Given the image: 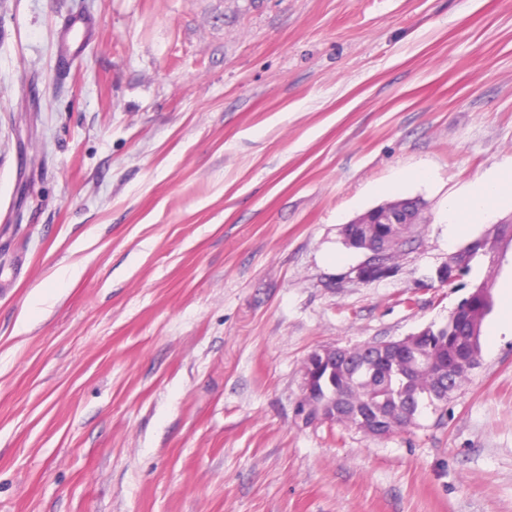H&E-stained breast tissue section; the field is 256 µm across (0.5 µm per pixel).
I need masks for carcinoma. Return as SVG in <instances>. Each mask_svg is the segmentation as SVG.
<instances>
[{
    "label": "carcinoma",
    "mask_w": 512,
    "mask_h": 512,
    "mask_svg": "<svg viewBox=\"0 0 512 512\" xmlns=\"http://www.w3.org/2000/svg\"><path fill=\"white\" fill-rule=\"evenodd\" d=\"M464 252L487 259L491 269L499 264V255L485 250L480 237L464 246ZM491 308L490 301L464 299L445 325L412 336L406 344L383 349L368 343L347 350V356L336 358L334 385L326 373L318 374L319 407L305 420L320 419V409L334 405L335 423L362 427L374 436L415 425L423 397L441 386L453 392L478 364L482 325Z\"/></svg>",
    "instance_id": "obj_1"
}]
</instances>
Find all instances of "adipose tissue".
I'll return each instance as SVG.
<instances>
[{
    "instance_id": "obj_1",
    "label": "adipose tissue",
    "mask_w": 512,
    "mask_h": 512,
    "mask_svg": "<svg viewBox=\"0 0 512 512\" xmlns=\"http://www.w3.org/2000/svg\"><path fill=\"white\" fill-rule=\"evenodd\" d=\"M512 209V165L481 177L466 193L448 201V226L452 233L466 232L483 214Z\"/></svg>"
}]
</instances>
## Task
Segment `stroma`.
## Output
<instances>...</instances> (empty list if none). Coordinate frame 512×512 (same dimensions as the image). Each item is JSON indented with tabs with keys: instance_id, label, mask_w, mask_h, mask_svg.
I'll use <instances>...</instances> for the list:
<instances>
[{
	"instance_id": "stroma-1",
	"label": "stroma",
	"mask_w": 512,
	"mask_h": 512,
	"mask_svg": "<svg viewBox=\"0 0 512 512\" xmlns=\"http://www.w3.org/2000/svg\"><path fill=\"white\" fill-rule=\"evenodd\" d=\"M511 160L512 0H0V512H512L497 312L416 427L299 413L313 350L447 322L502 219L447 200ZM402 198L357 279L343 226ZM421 211L420 207L412 205L408 200H396L366 212L352 224L344 225L342 233L345 232L351 238H363L367 234L369 230L368 225L363 224H376V227L373 225L369 227L377 233H379L382 224L392 225L390 234L377 247L367 249L370 254L361 264L354 268L353 271L356 272L357 278L366 280L378 269H385L389 264V258L400 250L399 245L404 241V239L394 235L393 228L395 226L411 228L413 224H422ZM393 268L392 265L390 269L378 271L374 274V277L366 281L390 276Z\"/></svg>"
}]
</instances>
